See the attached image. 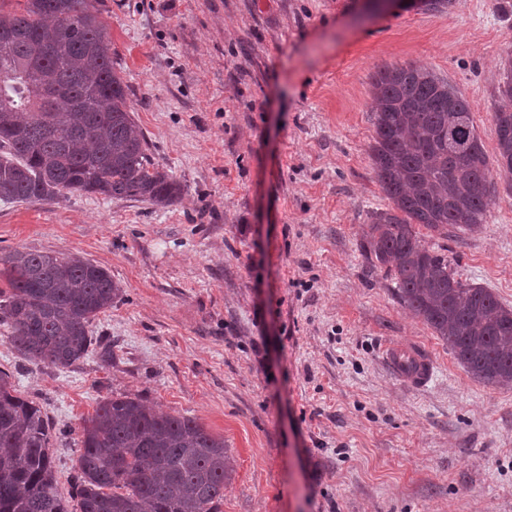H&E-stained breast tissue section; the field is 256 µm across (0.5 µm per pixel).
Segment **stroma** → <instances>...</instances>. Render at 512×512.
Listing matches in <instances>:
<instances>
[{"instance_id":"obj_1","label":"stroma","mask_w":512,"mask_h":512,"mask_svg":"<svg viewBox=\"0 0 512 512\" xmlns=\"http://www.w3.org/2000/svg\"><path fill=\"white\" fill-rule=\"evenodd\" d=\"M161 208L73 191L0 203V255L78 253L123 287L92 332L112 357L0 370L54 428L70 498L78 428L129 396L195 418L234 460L220 512H512V386L478 381L395 295L362 243L390 201L370 146L381 68L432 70L468 101L488 157L512 0L369 10L365 0H97ZM475 232L414 230L512 308V180ZM436 365L401 384L385 346Z\"/></svg>"}]
</instances>
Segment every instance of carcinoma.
<instances>
[{
    "instance_id": "1",
    "label": "carcinoma",
    "mask_w": 512,
    "mask_h": 512,
    "mask_svg": "<svg viewBox=\"0 0 512 512\" xmlns=\"http://www.w3.org/2000/svg\"><path fill=\"white\" fill-rule=\"evenodd\" d=\"M0 0V202H45L67 192L175 200L177 181L151 162L131 116L94 0ZM377 101L374 172L392 209L375 212L363 250L396 295L472 376L512 384V309L456 278L448 257L413 230L472 231L494 182L467 100L428 68L387 66ZM59 94L38 100L41 89ZM494 112L499 166L512 175V58ZM0 325L25 359L54 368L93 352L90 325L120 292L79 256L14 249L0 257ZM52 425L14 394L0 370V512H70L55 481ZM76 512H219L232 470L224 439L195 419L106 398L80 428Z\"/></svg>"
}]
</instances>
